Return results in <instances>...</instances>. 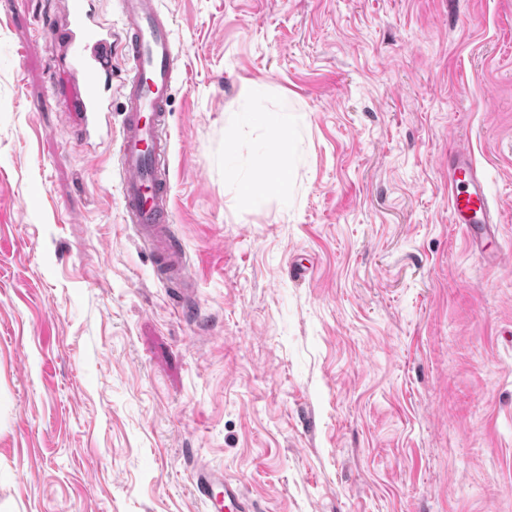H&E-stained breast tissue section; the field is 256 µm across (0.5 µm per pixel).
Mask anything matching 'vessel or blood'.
Listing matches in <instances>:
<instances>
[{
    "mask_svg": "<svg viewBox=\"0 0 512 512\" xmlns=\"http://www.w3.org/2000/svg\"><path fill=\"white\" fill-rule=\"evenodd\" d=\"M119 23L101 22L98 0H64V17L51 24L62 60L81 90L68 111L77 139L87 140L102 118L112 114V96L124 102L117 167L124 221L151 257L161 280L184 297L192 281V263L174 228L171 208L168 128L169 106L178 68L172 20L159 0H116ZM121 55L129 71L112 82V58ZM451 220L463 225L471 245L493 234L496 222L485 183L470 155L448 159ZM194 497L206 512H258L242 483L202 464L192 480Z\"/></svg>",
    "mask_w": 512,
    "mask_h": 512,
    "instance_id": "b4317fda",
    "label": "vessel or blood"
}]
</instances>
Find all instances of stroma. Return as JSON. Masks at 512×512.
Here are the masks:
<instances>
[{
    "instance_id": "1",
    "label": "stroma",
    "mask_w": 512,
    "mask_h": 512,
    "mask_svg": "<svg viewBox=\"0 0 512 512\" xmlns=\"http://www.w3.org/2000/svg\"><path fill=\"white\" fill-rule=\"evenodd\" d=\"M160 7L181 308L123 220L121 99L77 141L60 0H0V512H204L202 462L258 512H512V0ZM283 108L288 190L247 199ZM281 112H259L258 120L267 129L271 143L279 158H285L291 149L292 127ZM448 202L452 223L463 224L471 245L480 247L493 235L497 224L484 178L478 175L470 155L455 151L448 158Z\"/></svg>"
}]
</instances>
